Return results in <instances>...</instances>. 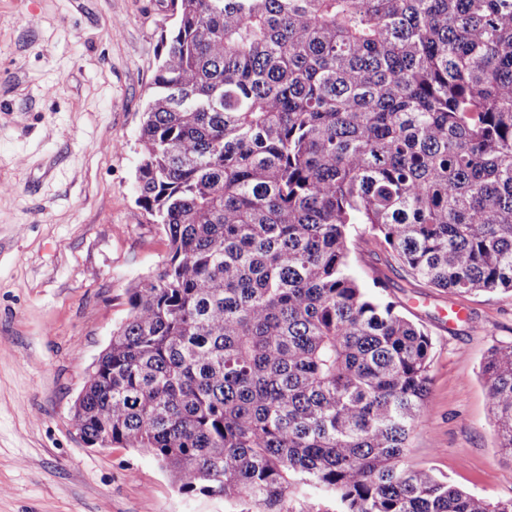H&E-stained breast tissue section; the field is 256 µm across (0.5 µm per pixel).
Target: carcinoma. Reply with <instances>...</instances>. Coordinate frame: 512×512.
<instances>
[{"mask_svg":"<svg viewBox=\"0 0 512 512\" xmlns=\"http://www.w3.org/2000/svg\"><path fill=\"white\" fill-rule=\"evenodd\" d=\"M170 4L137 175L167 257L73 425L246 512H512L410 459L432 341L352 272L379 243L433 288L512 293V0ZM481 374L512 457V343Z\"/></svg>","mask_w":512,"mask_h":512,"instance_id":"carcinoma-1","label":"carcinoma"}]
</instances>
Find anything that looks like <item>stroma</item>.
Returning <instances> with one entry per match:
<instances>
[{"label": "stroma", "mask_w": 512, "mask_h": 512, "mask_svg": "<svg viewBox=\"0 0 512 512\" xmlns=\"http://www.w3.org/2000/svg\"><path fill=\"white\" fill-rule=\"evenodd\" d=\"M174 24L167 0H0V512H235L179 492L147 453L87 446L71 421L128 317V288L167 255L136 174ZM353 272L432 338V420L413 460L474 495L511 498L480 365L512 342V295L429 287L380 245Z\"/></svg>", "instance_id": "1"}]
</instances>
